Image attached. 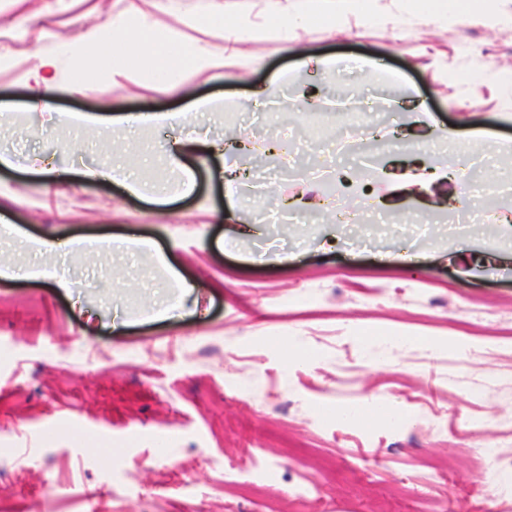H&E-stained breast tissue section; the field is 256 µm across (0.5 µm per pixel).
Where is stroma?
Returning <instances> with one entry per match:
<instances>
[{
	"label": "stroma",
	"instance_id": "1",
	"mask_svg": "<svg viewBox=\"0 0 512 512\" xmlns=\"http://www.w3.org/2000/svg\"><path fill=\"white\" fill-rule=\"evenodd\" d=\"M133 4L224 57L225 77L199 72L185 97L107 61L97 91L79 90L89 39ZM267 7L0 0V153L12 161L0 165V216L31 236L89 241L44 259L69 289L0 279L8 512H512L506 472L480 478L472 462L479 439L512 456V346L473 337L461 360L426 342L456 338L459 321L512 319V208L486 205L512 169V0H497L493 23L376 0L341 29L297 26L296 54L182 24ZM42 54L58 71L50 110L34 112L27 84ZM308 57L336 58L340 76L316 74ZM301 83L319 106L244 109L256 90L289 97ZM209 101L219 109L188 126L199 148L178 168L159 150L164 125L121 129L131 112ZM62 112L88 121L59 122ZM239 139L254 151L204 148ZM433 142L453 164L430 163ZM113 163L135 168L140 192L82 175ZM235 168L247 177L229 197ZM476 178L487 195L471 193ZM297 192L306 205L292 223L278 198ZM118 235L153 239L166 266L100 246ZM398 327L420 340L393 344ZM276 336L302 358L287 361ZM370 395L400 408L404 428L337 429L335 408ZM273 481L307 492L278 495Z\"/></svg>",
	"mask_w": 512,
	"mask_h": 512
}]
</instances>
